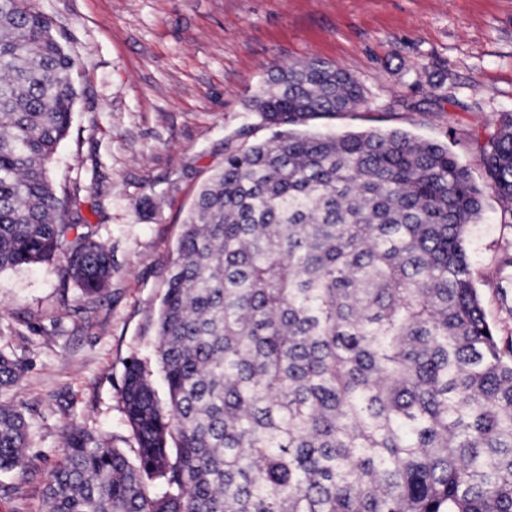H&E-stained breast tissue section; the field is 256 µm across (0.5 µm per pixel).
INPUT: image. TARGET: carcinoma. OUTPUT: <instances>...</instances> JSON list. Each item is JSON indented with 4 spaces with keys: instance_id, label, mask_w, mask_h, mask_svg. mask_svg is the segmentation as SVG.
I'll return each mask as SVG.
<instances>
[{
    "instance_id": "cac0c4a2",
    "label": "carcinoma",
    "mask_w": 512,
    "mask_h": 512,
    "mask_svg": "<svg viewBox=\"0 0 512 512\" xmlns=\"http://www.w3.org/2000/svg\"><path fill=\"white\" fill-rule=\"evenodd\" d=\"M74 70L31 0H0V270L62 252L92 296L110 248L59 212L48 178ZM362 101L322 60L269 76L250 107L279 131L225 155L184 224L158 320L168 414L131 361L137 462L68 425L44 512H512V339L486 321L466 248L482 190L438 143L305 129ZM483 164L512 212L511 112ZM22 373L0 354V391ZM27 447L0 400V472Z\"/></svg>"
}]
</instances>
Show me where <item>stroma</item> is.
<instances>
[{
	"label": "stroma",
	"instance_id": "obj_1",
	"mask_svg": "<svg viewBox=\"0 0 512 512\" xmlns=\"http://www.w3.org/2000/svg\"><path fill=\"white\" fill-rule=\"evenodd\" d=\"M77 60L67 138L50 165L66 214L112 251L86 297L67 259L0 271V353L24 369L6 397L29 425L23 469L0 472V512H43L41 492L76 423L128 459L122 387L146 367L161 408L158 316L184 219L225 154L270 138L248 107L278 67L318 58L364 100L313 122L331 134L400 129L448 147L485 189L467 246L496 334L512 336V216L486 190L482 148L512 112V0H36Z\"/></svg>",
	"mask_w": 512,
	"mask_h": 512
}]
</instances>
